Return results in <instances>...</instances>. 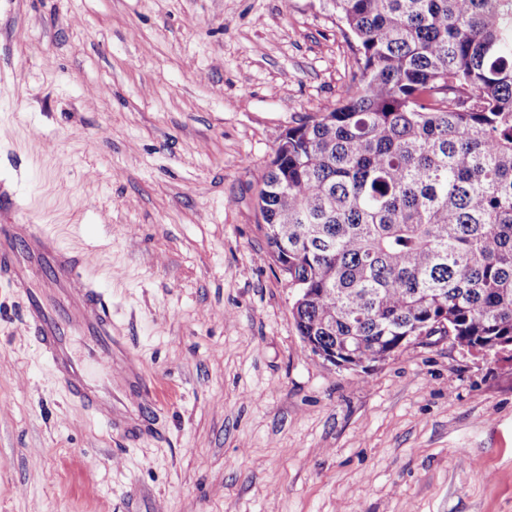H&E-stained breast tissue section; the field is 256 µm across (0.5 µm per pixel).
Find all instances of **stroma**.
I'll return each instance as SVG.
<instances>
[{"label":"stroma","instance_id":"35a3bbf8","mask_svg":"<svg viewBox=\"0 0 512 512\" xmlns=\"http://www.w3.org/2000/svg\"><path fill=\"white\" fill-rule=\"evenodd\" d=\"M354 58L329 0H0V181L91 258L114 397L0 280V512H512V360L327 364L268 256L262 177Z\"/></svg>","mask_w":512,"mask_h":512}]
</instances>
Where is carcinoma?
<instances>
[{"mask_svg":"<svg viewBox=\"0 0 512 512\" xmlns=\"http://www.w3.org/2000/svg\"><path fill=\"white\" fill-rule=\"evenodd\" d=\"M343 103L288 129L257 206L311 289L300 336L384 360L414 336L512 354V0H329Z\"/></svg>","mask_w":512,"mask_h":512,"instance_id":"1","label":"carcinoma"}]
</instances>
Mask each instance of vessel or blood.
<instances>
[{
  "label": "vessel or blood",
  "instance_id": "vessel-or-blood-1",
  "mask_svg": "<svg viewBox=\"0 0 512 512\" xmlns=\"http://www.w3.org/2000/svg\"><path fill=\"white\" fill-rule=\"evenodd\" d=\"M23 212L16 199L0 189V277L21 298L26 327L44 347L58 381L94 406L104 425H111L112 389L87 384L83 362L70 353V340L80 333L103 372H111L112 307L88 276V258L61 247L44 225L25 222ZM44 274L79 311L78 320L51 307L34 288V276Z\"/></svg>",
  "mask_w": 512,
  "mask_h": 512
}]
</instances>
